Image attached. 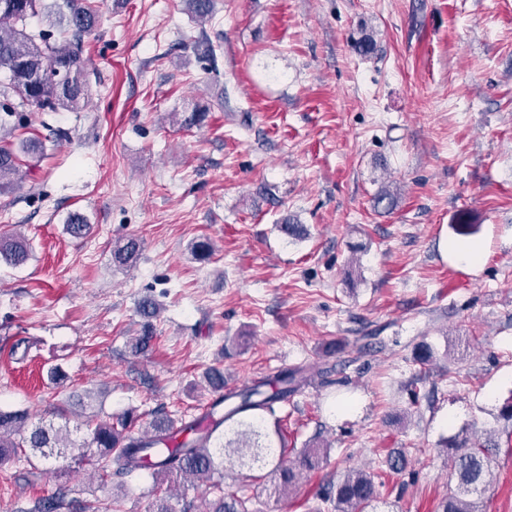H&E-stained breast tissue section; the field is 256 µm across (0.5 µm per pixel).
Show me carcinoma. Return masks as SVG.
Here are the masks:
<instances>
[{"mask_svg": "<svg viewBox=\"0 0 512 512\" xmlns=\"http://www.w3.org/2000/svg\"><path fill=\"white\" fill-rule=\"evenodd\" d=\"M191 18L208 21L214 14L215 0H185ZM38 19L46 28L29 29ZM98 9L92 0H0V189L12 188L19 176L17 151L35 153L42 144L33 139L9 141L15 131L28 125L31 112H79L89 99L85 37L98 25ZM206 112L199 105L192 110L174 112L172 121L182 128L202 124ZM90 230L85 216L73 213L66 233L84 238ZM137 238L126 237L112 247V264L118 268L134 266L140 256ZM32 256L29 239L20 230L0 233V260L21 266ZM329 370L317 363L284 367L275 374L240 389L224 390V374L211 369L204 374L208 386L218 397L212 412L224 408L220 420L202 428L195 420L182 423L186 438L174 446V421L158 413L149 430H132L134 417L127 414L120 422L100 418L90 427L81 447L97 456L99 478L112 483V498L106 503L88 504L90 512H118V500L126 495L127 479L145 470L153 459L154 501L149 512H176L170 490L180 480L205 487L211 497L204 499L202 512H250L248 499L224 490L226 464L245 460L270 467V489L281 495L291 490L302 472L319 469L324 457L321 448L301 451L302 464H288L287 444L276 404L301 391L313 377H325ZM274 418L268 426L267 417ZM75 447L67 426L33 422L25 410L0 409V469L21 459L44 460L65 457ZM497 448L463 437L451 448L454 487L442 501L441 512H481L472 497L489 486ZM320 505L316 512H367L374 508L378 492L374 474L364 469L350 470L342 477L326 480L319 488ZM65 486L48 497L38 498L23 512H68Z\"/></svg>", "mask_w": 512, "mask_h": 512, "instance_id": "carcinoma-1", "label": "carcinoma"}]
</instances>
